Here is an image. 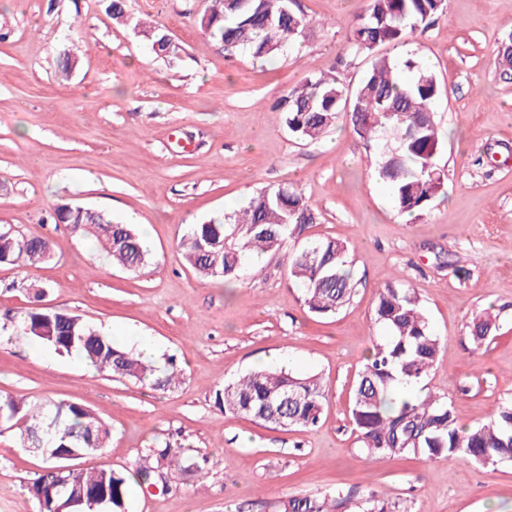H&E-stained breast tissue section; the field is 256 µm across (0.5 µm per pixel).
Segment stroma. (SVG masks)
I'll use <instances>...</instances> for the list:
<instances>
[{
  "label": "stroma",
  "mask_w": 512,
  "mask_h": 512,
  "mask_svg": "<svg viewBox=\"0 0 512 512\" xmlns=\"http://www.w3.org/2000/svg\"><path fill=\"white\" fill-rule=\"evenodd\" d=\"M369 0H293L311 20L287 54L259 63L229 53L199 26L204 0H0V228L48 238L49 262L0 264V326L36 307L62 310L135 350L150 344L180 370L166 390L113 378L75 355L0 335V393L28 403L73 401L110 430L87 471L134 469L148 448H186L210 459L206 478L169 471L133 486L128 512H281L292 496L348 491L336 512L368 492L401 512H512V462L482 467L423 454L366 459L350 420L368 354L373 310L386 286L412 289L441 342L423 384L447 396L461 425L485 423L512 398V0H446L443 15L392 59L415 55L440 87L438 162L445 189L403 214L347 116L318 141L294 137L274 102L309 76L356 87L370 59L351 67L350 30ZM155 27L178 47L151 52L135 29ZM75 63L61 73L59 59ZM301 188L317 219L302 242L348 245L355 292L338 314L310 313L282 253L227 286L200 278L179 241L187 227L233 211L265 187ZM63 200L147 226L152 260L114 266L90 226L51 219ZM488 314L497 329L474 341ZM322 377L317 428H273L224 414L214 392L258 367ZM41 457L0 432V512H38L30 486Z\"/></svg>",
  "instance_id": "stroma-1"
}]
</instances>
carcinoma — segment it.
Listing matches in <instances>:
<instances>
[{
    "instance_id": "obj_1",
    "label": "carcinoma",
    "mask_w": 512,
    "mask_h": 512,
    "mask_svg": "<svg viewBox=\"0 0 512 512\" xmlns=\"http://www.w3.org/2000/svg\"><path fill=\"white\" fill-rule=\"evenodd\" d=\"M198 24L228 52L269 61L304 36L309 21L291 7V0H207ZM446 0H369L367 13L351 30L347 65L368 57L383 44H407L417 30L444 12ZM143 37L158 47L156 54L176 51L152 29ZM441 91L435 75L407 57L393 61L375 58L371 70L351 91L336 77L312 76L288 91L276 104L286 113L291 133L310 142L334 125L345 103L356 135L370 146L380 139L376 173L390 189L402 213L424 211L444 190L441 150L435 108ZM55 222L91 224L93 236L112 261L136 271L148 264L150 252L129 224H117L105 212L72 202L55 209ZM316 215L298 187L267 188L250 203L203 224H193L180 239L187 262L206 279L239 281L255 269L265 252L283 253L291 279L303 290L304 303L319 316H332L353 296V273L345 242L325 238L296 245ZM52 247L42 237L0 235V263L34 265L49 260ZM374 324L386 330L370 337L371 346L359 371L350 417L359 432L362 451L372 461L425 454L431 458L464 457L487 466L512 461V399L499 404L491 421L466 429L457 422L448 398L418 393L392 405L400 382L421 383L439 354V338L431 328L420 300L410 288L389 286L377 299ZM12 334L38 340L57 353L76 354L100 371L138 382L152 380L168 388L179 374L167 364L163 376L155 366L101 334L80 317L55 309L27 312L11 325ZM326 393L319 375H298L284 368L247 373L215 392L224 413L247 416L274 428L314 427ZM0 423L19 430L22 447L52 430L55 447L43 455L48 472L33 483L30 493L39 512H58L60 483L78 488L88 500H105L103 512H127L130 488L152 484L175 468L201 476L206 457L181 448H151L132 471L112 468L87 472L76 461L105 447L109 430L82 404H28L0 394ZM335 500L304 497L283 503V512H333ZM358 512H397L371 494Z\"/></svg>"
}]
</instances>
